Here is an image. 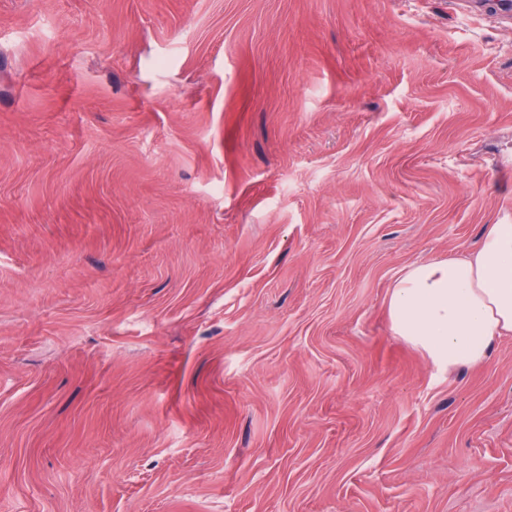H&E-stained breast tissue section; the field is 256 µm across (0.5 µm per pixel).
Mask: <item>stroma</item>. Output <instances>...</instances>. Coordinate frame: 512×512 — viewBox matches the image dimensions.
<instances>
[{
  "mask_svg": "<svg viewBox=\"0 0 512 512\" xmlns=\"http://www.w3.org/2000/svg\"><path fill=\"white\" fill-rule=\"evenodd\" d=\"M507 210L502 6L0 0V512H512L387 309Z\"/></svg>",
  "mask_w": 512,
  "mask_h": 512,
  "instance_id": "1",
  "label": "stroma"
}]
</instances>
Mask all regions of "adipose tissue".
Returning a JSON list of instances; mask_svg holds the SVG:
<instances>
[{"label":"adipose tissue","instance_id":"obj_1","mask_svg":"<svg viewBox=\"0 0 512 512\" xmlns=\"http://www.w3.org/2000/svg\"><path fill=\"white\" fill-rule=\"evenodd\" d=\"M389 313L395 335L435 364H483L491 345L512 335V212L487 225L472 251L404 269Z\"/></svg>","mask_w":512,"mask_h":512}]
</instances>
